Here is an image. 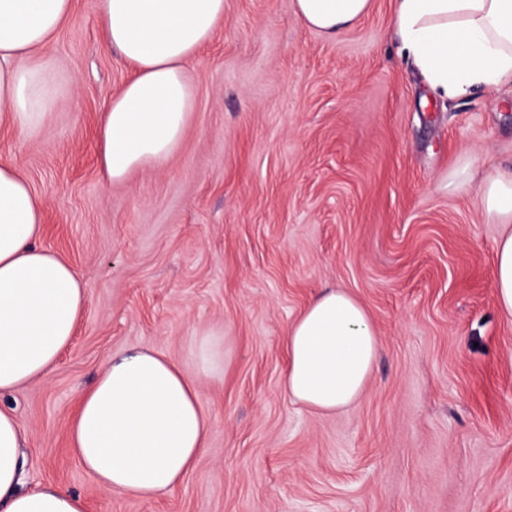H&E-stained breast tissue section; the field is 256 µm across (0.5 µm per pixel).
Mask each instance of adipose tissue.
I'll use <instances>...</instances> for the list:
<instances>
[{
    "instance_id": "obj_1",
    "label": "adipose tissue",
    "mask_w": 512,
    "mask_h": 512,
    "mask_svg": "<svg viewBox=\"0 0 512 512\" xmlns=\"http://www.w3.org/2000/svg\"><path fill=\"white\" fill-rule=\"evenodd\" d=\"M108 43L131 76L106 107L99 163L110 184L166 163L181 147L195 107L186 65L224 23V0H96ZM73 0H0V127L40 131L68 85L46 47ZM307 28L333 38L356 25L372 0H294ZM398 53L444 99L512 86V0H394ZM452 179L477 183L481 210L504 225L496 248L498 312L512 319V173L474 180L470 164ZM43 205L16 163H0V395L48 373L71 343L86 303L83 279L39 240ZM284 344L288 397L318 413L362 397L379 339L363 304L331 289L290 324ZM189 376L162 351L144 347L110 359L80 396L69 425L73 457L103 488L142 500L173 493L207 446L202 379L224 370L211 336ZM28 442L0 406V512H84L82 499L46 484L19 488Z\"/></svg>"
}]
</instances>
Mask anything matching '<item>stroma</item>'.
<instances>
[{
  "mask_svg": "<svg viewBox=\"0 0 512 512\" xmlns=\"http://www.w3.org/2000/svg\"><path fill=\"white\" fill-rule=\"evenodd\" d=\"M74 84L36 137L0 132L41 200L43 245L87 284L72 343L0 397L30 436L22 487L86 512H512V319L495 307L503 227L474 189L512 170V90L440 98L396 49L393 0L328 38L293 0H224L190 60L195 112L164 166L106 184L98 126L131 70L75 0L48 48ZM367 309L379 350L366 391L320 415L282 391L283 339L319 292ZM203 380L208 446L170 495L101 488L73 458L78 398L112 356L160 350Z\"/></svg>",
  "mask_w": 512,
  "mask_h": 512,
  "instance_id": "1",
  "label": "stroma"
}]
</instances>
